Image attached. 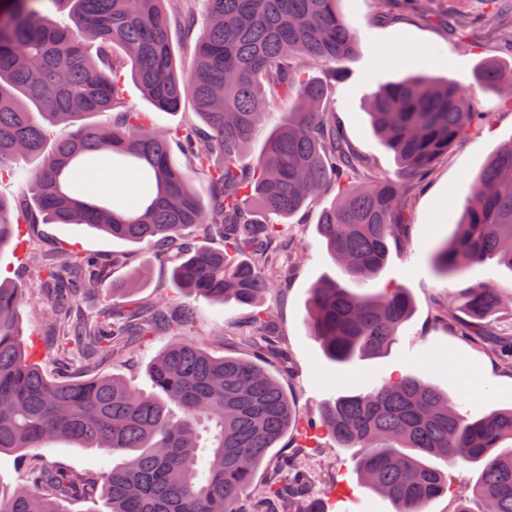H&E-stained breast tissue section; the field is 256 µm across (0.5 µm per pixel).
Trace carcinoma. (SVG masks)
Segmentation results:
<instances>
[{
	"instance_id": "carcinoma-1",
	"label": "carcinoma",
	"mask_w": 512,
	"mask_h": 512,
	"mask_svg": "<svg viewBox=\"0 0 512 512\" xmlns=\"http://www.w3.org/2000/svg\"><path fill=\"white\" fill-rule=\"evenodd\" d=\"M194 0H0V181L22 179L32 193L12 203L0 197V253L17 224L85 225L130 243L163 244L182 252L175 285L213 302L254 304L280 283L270 246L284 220L321 195L338 190L317 232L348 281L378 277L409 209L406 184L424 177L448 149L478 133L486 113L455 82L414 74L368 94L371 126L393 154L396 170L372 174L336 125V86L342 64L358 48V33L338 10L339 0H204L207 26L194 53L179 64L172 30L192 36ZM123 50L135 84L163 112L190 99L200 130L155 129L145 112L113 110L125 92ZM323 68L324 78L310 76ZM483 88L512 109V63L486 60L476 72ZM295 106L269 134L251 163L242 152L271 103ZM181 143L185 164L173 157ZM101 154L139 170L146 204L136 213L79 199L81 181L64 177L69 164ZM39 159L22 173L15 160ZM203 175L209 195L190 186ZM191 228L218 234L220 250H200ZM496 260L512 268V139L499 145L471 186L455 230L434 250L435 272L462 276ZM97 265L66 253L38 267L58 360L80 359L85 371L99 356L122 355L130 336L171 335L149 364L153 391L117 377L59 382L47 376L22 343L17 311L25 289L0 281V454L26 462L22 482L0 487V512H70V499L95 491L94 482L36 459L49 438L112 452L101 476L107 512H242L255 491L253 512H320L304 496L280 503L277 479L254 490L268 452L288 433L295 411L264 366L258 340L272 331L267 311L253 314V357H216L187 334L192 310L169 297L122 303L141 271L112 284L116 302L94 319L74 322L73 278ZM474 336L483 321L512 303L491 284L455 293ZM413 302L389 283L357 292L333 277L309 288L308 325L327 360L348 366L386 353L397 343ZM175 404L180 414L168 411ZM328 436L358 449L361 484L392 502L395 512H424L453 492L454 469L480 466L471 495L457 512H512V409L471 420L450 395L413 375L401 376L330 402L304 440Z\"/></svg>"
}]
</instances>
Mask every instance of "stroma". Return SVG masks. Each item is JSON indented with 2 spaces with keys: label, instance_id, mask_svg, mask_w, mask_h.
<instances>
[{
  "label": "stroma",
  "instance_id": "stroma-1",
  "mask_svg": "<svg viewBox=\"0 0 512 512\" xmlns=\"http://www.w3.org/2000/svg\"><path fill=\"white\" fill-rule=\"evenodd\" d=\"M345 19L360 33V48L345 64L346 77L336 89V119L352 146L364 157L373 173L396 168L392 154L374 136L366 113L370 84L396 80L408 73L441 76L475 92V106L487 115L483 130L470 140L449 149L435 163L425 185H408L410 199L405 237L407 246H393L389 260L374 282L383 287L394 282L407 289L414 311L404 324L398 342L378 358L355 361L341 368L329 362L311 336L307 318L310 285L319 277H341L342 272L317 233L321 211L333 195L311 202L302 214L288 220L272 253L279 267L288 269L285 286L268 292L258 307L236 302H195L188 325L192 336L216 356L245 357L249 354L246 334L252 312L260 308L274 314L276 334L269 337L267 369L281 382L302 420L318 419L323 407L344 392L360 391L382 380L414 375L449 393L459 410L477 418L512 407V367L496 354L500 341L512 338V307L501 310L485 325L483 335L469 338L449 330L438 316L448 305L449 295L459 288L488 282L512 295V269L490 261L464 277L448 279L432 269L437 244L452 231L461 214V202L488 157L504 141L512 139V109L503 107L497 93L476 86L474 70L484 59L497 54V36L488 27L476 26L467 33L451 31L458 12L483 11L482 0H340ZM123 106L148 113L161 129L198 123L192 102H183L175 113L157 110L135 86L128 85ZM97 257L105 269L107 286L84 292L78 310L90 318L112 302V282L131 270L146 272L143 288L128 298L137 303L149 297L168 295L181 302L185 294L171 278L172 261L159 260L154 246L128 243L87 226L72 224H26L0 256V276L20 282L29 299L18 309L26 348L38 351L42 368L61 380L78 378L79 364L55 360L46 331V317L39 303L40 283L34 275L37 264L59 257L61 252ZM164 335L145 336L127 352L103 360L98 372L117 375L139 389H150L148 366L168 344ZM456 358L469 371V379L449 370ZM492 377L489 395H474L469 381L483 373ZM45 462L96 477L111 465L104 451L81 448L66 441L47 442L41 450ZM355 449L340 448L329 438L304 444L296 431H289L262 462L256 484L286 475L288 460L301 462L307 493L325 503L328 512H395L390 501L359 485Z\"/></svg>",
  "mask_w": 512,
  "mask_h": 512
}]
</instances>
